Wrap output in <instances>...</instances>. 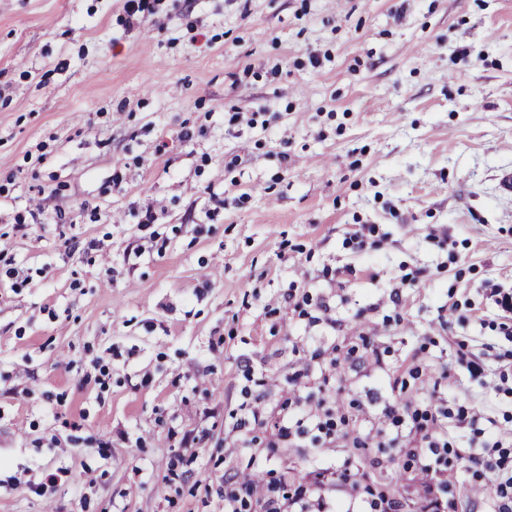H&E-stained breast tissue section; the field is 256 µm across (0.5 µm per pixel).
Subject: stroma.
Here are the masks:
<instances>
[{"mask_svg":"<svg viewBox=\"0 0 512 512\" xmlns=\"http://www.w3.org/2000/svg\"><path fill=\"white\" fill-rule=\"evenodd\" d=\"M151 6L0 0V512H224L229 476L326 469L331 512L417 504L408 457L311 417L389 442L434 390L469 412L438 494L494 512L468 464L512 453V0ZM352 417L346 414H337L336 419L322 420L320 417L316 419V427L325 431V435L334 439H346L350 435L348 430Z\"/></svg>","mask_w":512,"mask_h":512,"instance_id":"stroma-1","label":"stroma"}]
</instances>
